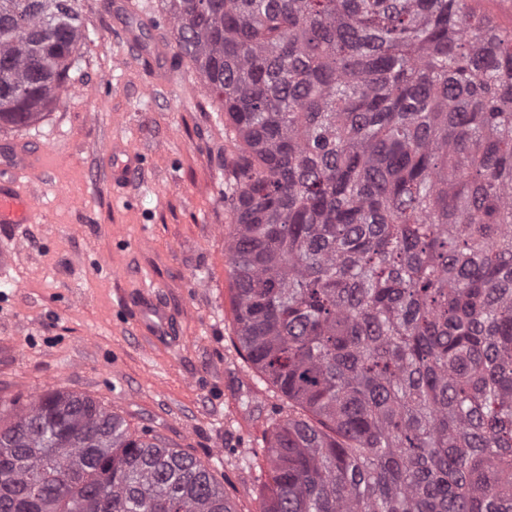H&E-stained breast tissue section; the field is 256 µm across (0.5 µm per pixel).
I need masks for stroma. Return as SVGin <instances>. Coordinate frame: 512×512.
<instances>
[{"label":"stroma","instance_id":"1","mask_svg":"<svg viewBox=\"0 0 512 512\" xmlns=\"http://www.w3.org/2000/svg\"><path fill=\"white\" fill-rule=\"evenodd\" d=\"M114 0H83L88 38L68 89L39 124L0 130L1 145H48L41 218L0 224V420L13 399L60 391L94 398L130 431L200 459L236 512H258L265 437L288 414L281 393L237 349L224 207L235 154L216 96L175 62L158 0L142 19ZM158 56L131 59L128 35ZM142 153L139 179L113 183V143ZM170 333L141 323L142 293Z\"/></svg>","mask_w":512,"mask_h":512}]
</instances>
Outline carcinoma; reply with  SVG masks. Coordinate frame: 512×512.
Instances as JSON below:
<instances>
[{
    "mask_svg": "<svg viewBox=\"0 0 512 512\" xmlns=\"http://www.w3.org/2000/svg\"><path fill=\"white\" fill-rule=\"evenodd\" d=\"M233 127L239 351L292 413L260 512H512V27L475 0H164ZM82 0H0V128ZM0 512H234L86 396L0 425Z\"/></svg>",
    "mask_w": 512,
    "mask_h": 512,
    "instance_id": "1",
    "label": "carcinoma"
}]
</instances>
